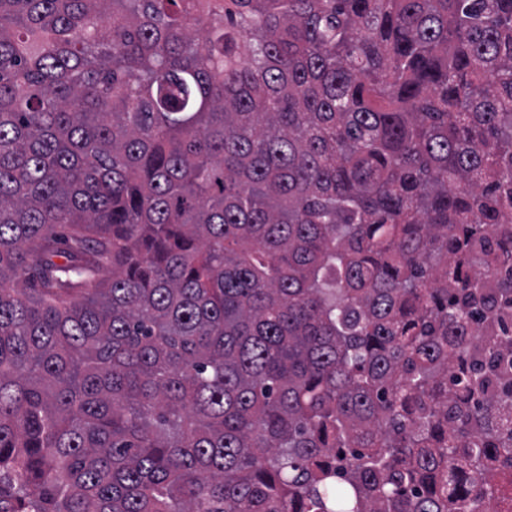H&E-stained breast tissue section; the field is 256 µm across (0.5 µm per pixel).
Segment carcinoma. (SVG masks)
<instances>
[{
  "mask_svg": "<svg viewBox=\"0 0 512 512\" xmlns=\"http://www.w3.org/2000/svg\"><path fill=\"white\" fill-rule=\"evenodd\" d=\"M509 232L512 0H0V512H484Z\"/></svg>",
  "mask_w": 512,
  "mask_h": 512,
  "instance_id": "carcinoma-1",
  "label": "carcinoma"
}]
</instances>
